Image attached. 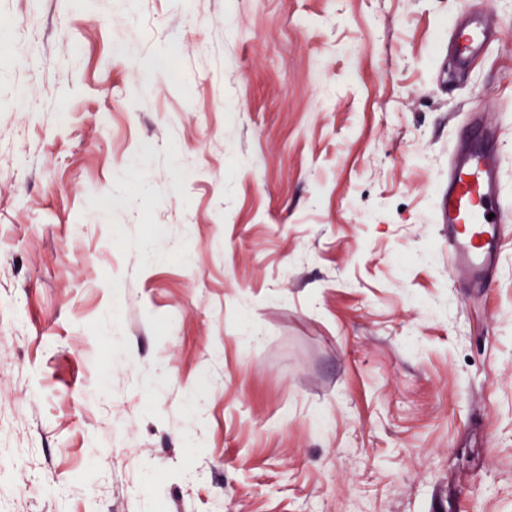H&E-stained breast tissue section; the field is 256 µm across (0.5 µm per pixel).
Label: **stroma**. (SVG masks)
<instances>
[{
  "label": "stroma",
  "mask_w": 512,
  "mask_h": 512,
  "mask_svg": "<svg viewBox=\"0 0 512 512\" xmlns=\"http://www.w3.org/2000/svg\"><path fill=\"white\" fill-rule=\"evenodd\" d=\"M0 26V512H512V248L465 288L436 222L477 104L512 206V0ZM455 58L459 67L467 68L490 45L493 33L478 13L463 23L450 27Z\"/></svg>",
  "instance_id": "stroma-1"
}]
</instances>
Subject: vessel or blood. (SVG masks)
Segmentation results:
<instances>
[{
  "label": "vessel or blood",
  "instance_id": "vessel-or-blood-1",
  "mask_svg": "<svg viewBox=\"0 0 512 512\" xmlns=\"http://www.w3.org/2000/svg\"><path fill=\"white\" fill-rule=\"evenodd\" d=\"M455 58L466 68L490 45L493 33L480 14L451 26ZM501 196L500 162L486 130L471 125L464 145L448 160V189L439 221L448 227V259L468 287L487 286L503 250L504 228L511 220Z\"/></svg>",
  "mask_w": 512,
  "mask_h": 512
}]
</instances>
